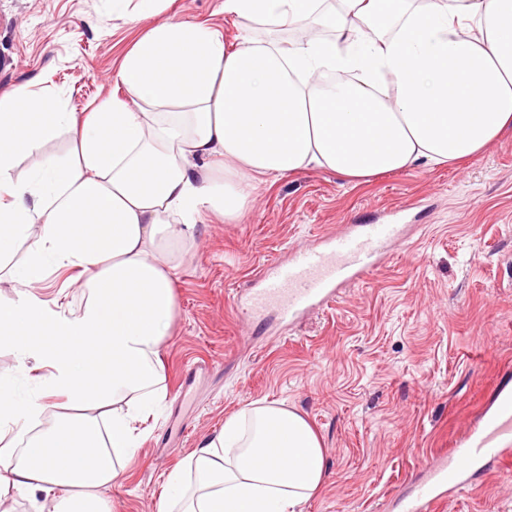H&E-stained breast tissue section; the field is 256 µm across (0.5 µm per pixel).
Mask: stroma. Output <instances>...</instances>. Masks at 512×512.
I'll return each instance as SVG.
<instances>
[{"label":"stroma","mask_w":512,"mask_h":512,"mask_svg":"<svg viewBox=\"0 0 512 512\" xmlns=\"http://www.w3.org/2000/svg\"><path fill=\"white\" fill-rule=\"evenodd\" d=\"M111 0H0V97L62 93L84 115L154 19ZM234 38L224 0H169L158 18ZM406 225L387 263L291 327L238 309L263 264L352 224ZM176 274L164 347L167 396L140 417V448L118 512H158L168 473L227 416L254 402L297 410L321 436L328 471L301 512H386L422 464L476 425L512 388V132L454 167L411 168L367 182L316 169L260 183L246 215L198 221ZM443 512H512V468L457 493Z\"/></svg>","instance_id":"obj_1"}]
</instances>
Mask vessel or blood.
Instances as JSON below:
<instances>
[{"label": "vessel or blood", "mask_w": 512, "mask_h": 512, "mask_svg": "<svg viewBox=\"0 0 512 512\" xmlns=\"http://www.w3.org/2000/svg\"><path fill=\"white\" fill-rule=\"evenodd\" d=\"M404 237L399 224H365L344 234L324 233L316 245L288 260L263 265L246 295L251 314L274 312L283 326L336 302L347 287L377 270ZM483 461L512 463V392L498 393L492 413L442 452L414 481L408 495L391 499L397 512H439L464 490Z\"/></svg>", "instance_id": "1"}]
</instances>
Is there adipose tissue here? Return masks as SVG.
<instances>
[{
    "label": "adipose tissue",
    "instance_id": "1",
    "mask_svg": "<svg viewBox=\"0 0 512 512\" xmlns=\"http://www.w3.org/2000/svg\"><path fill=\"white\" fill-rule=\"evenodd\" d=\"M224 13L232 43L186 20L150 26L115 74L123 96L84 117L35 90L0 99V271L33 289L64 268L84 294L75 313L0 300V342L50 369L24 401L0 380V420H38L44 394L76 410L23 450L0 445V504L15 490L38 512H114L103 491L138 451L130 420L166 397L175 276L199 214L236 220L259 183L309 169L365 181L457 163L512 130V0H224ZM297 22L302 39L274 36ZM63 128L68 160L14 179ZM327 466L298 411L252 404L171 470L167 502L298 512Z\"/></svg>",
    "mask_w": 512,
    "mask_h": 512
}]
</instances>
